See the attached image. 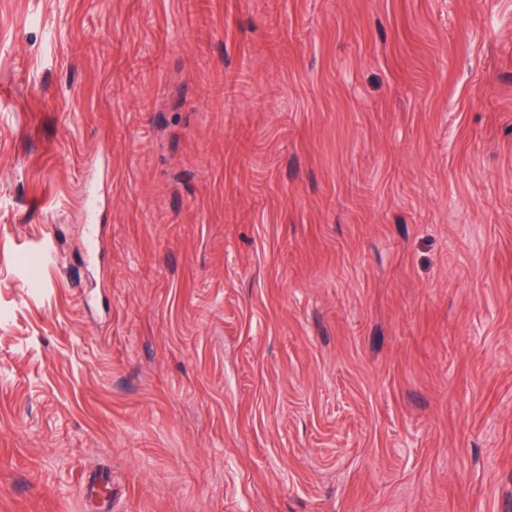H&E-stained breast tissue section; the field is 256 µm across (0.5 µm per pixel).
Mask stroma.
<instances>
[{
  "mask_svg": "<svg viewBox=\"0 0 512 512\" xmlns=\"http://www.w3.org/2000/svg\"><path fill=\"white\" fill-rule=\"evenodd\" d=\"M0 512H512V0H0ZM85 206H86V224H87V230H86V236H85V248L87 252L90 255H95L98 249L99 244V228L97 224L92 223L93 220L91 219L92 212L95 207V195L94 192H89L86 195L85 200Z\"/></svg>",
  "mask_w": 512,
  "mask_h": 512,
  "instance_id": "stroma-1",
  "label": "stroma"
}]
</instances>
